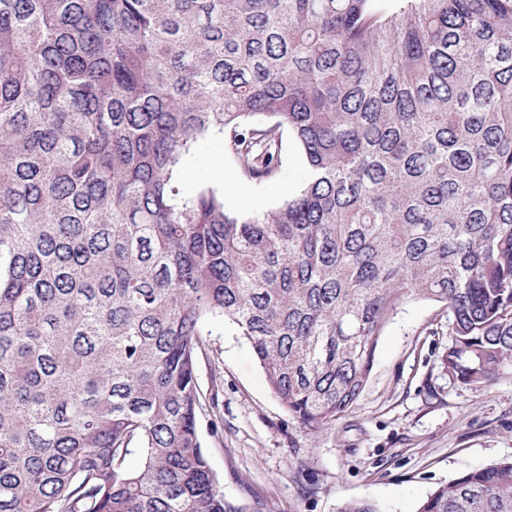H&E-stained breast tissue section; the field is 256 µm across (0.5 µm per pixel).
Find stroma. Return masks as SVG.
I'll return each instance as SVG.
<instances>
[{
	"label": "stroma",
	"instance_id": "obj_1",
	"mask_svg": "<svg viewBox=\"0 0 512 512\" xmlns=\"http://www.w3.org/2000/svg\"><path fill=\"white\" fill-rule=\"evenodd\" d=\"M218 140L202 145L184 174L188 188L235 186L230 211L262 213L307 177L284 140L277 178L244 180ZM197 379L206 399L198 428L225 500L243 512H338L366 499L379 512L415 504L463 473L512 459V373L473 388L452 383L443 364L450 342L442 304L406 301L379 339L367 386L354 408L322 433L300 428L272 393L249 344L220 319L205 326ZM217 401H208L211 390Z\"/></svg>",
	"mask_w": 512,
	"mask_h": 512
}]
</instances>
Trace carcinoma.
Returning <instances> with one entry per match:
<instances>
[{
	"instance_id": "cac0c4a2",
	"label": "carcinoma",
	"mask_w": 512,
	"mask_h": 512,
	"mask_svg": "<svg viewBox=\"0 0 512 512\" xmlns=\"http://www.w3.org/2000/svg\"><path fill=\"white\" fill-rule=\"evenodd\" d=\"M0 0V512H239L197 427L212 317L303 429L405 300L512 369V0ZM262 213L184 184L218 139ZM141 456L132 469L128 458ZM415 512H512V459ZM223 158L224 168L217 171L212 167V159ZM230 178L235 186V197H225V208L229 211L262 213L271 209L291 190L300 187L307 177V166L297 146L288 137L284 139L282 166L277 178L256 184L244 180L233 160L224 155L222 142L209 140L194 154L186 167L185 185L189 189L201 186L224 189V178Z\"/></svg>"
}]
</instances>
